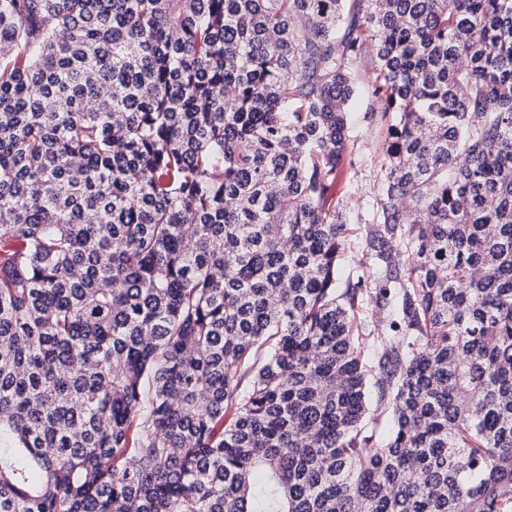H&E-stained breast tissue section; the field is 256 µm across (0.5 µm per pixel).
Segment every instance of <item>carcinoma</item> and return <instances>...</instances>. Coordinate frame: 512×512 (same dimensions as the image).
<instances>
[{"label": "carcinoma", "mask_w": 512, "mask_h": 512, "mask_svg": "<svg viewBox=\"0 0 512 512\" xmlns=\"http://www.w3.org/2000/svg\"><path fill=\"white\" fill-rule=\"evenodd\" d=\"M0 512H512V0H0ZM353 72L358 90L354 102L355 120L351 129L358 148L354 156L355 172H340L331 192L336 200L343 199L348 202L350 224H369L374 215L372 204L378 196L385 173V159L379 150V144L384 139L386 129L381 123L369 124L362 120L365 112L380 111L365 90V84L372 76L370 58L358 63Z\"/></svg>", "instance_id": "carcinoma-1"}]
</instances>
